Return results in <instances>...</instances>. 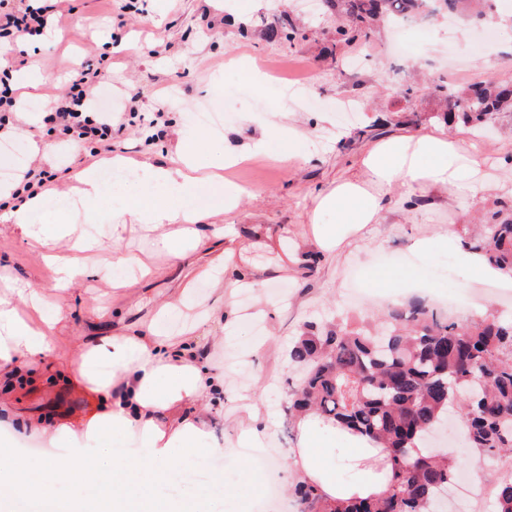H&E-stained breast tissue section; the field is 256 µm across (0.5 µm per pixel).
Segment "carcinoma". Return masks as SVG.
Wrapping results in <instances>:
<instances>
[{"label": "carcinoma", "mask_w": 512, "mask_h": 512, "mask_svg": "<svg viewBox=\"0 0 512 512\" xmlns=\"http://www.w3.org/2000/svg\"><path fill=\"white\" fill-rule=\"evenodd\" d=\"M469 0H347L370 19L398 22L437 10L454 12ZM453 101L449 125L478 134L512 112V85L487 80L459 90L428 87ZM464 249L512 277V207L490 213ZM301 369L290 410L313 412L365 435L384 448L388 489L376 497L329 501L311 484L293 492L302 512H438L440 494L459 463L426 448L428 430L458 407L466 447L493 459L512 450V317L465 323L425 300L387 309L376 328H312L291 350ZM496 512H512V478L497 484Z\"/></svg>", "instance_id": "carcinoma-1"}]
</instances>
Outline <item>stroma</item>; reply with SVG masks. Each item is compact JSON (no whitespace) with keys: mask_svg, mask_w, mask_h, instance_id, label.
<instances>
[{"mask_svg":"<svg viewBox=\"0 0 512 512\" xmlns=\"http://www.w3.org/2000/svg\"><path fill=\"white\" fill-rule=\"evenodd\" d=\"M118 12L113 0H66L72 14L61 27L25 42L0 40V81L13 83L16 73L38 70L55 94H63L76 62L104 61L112 109L125 113L123 130L113 133V153L137 161L170 163L178 139L193 140L201 129L192 124L195 107L224 100L231 119L218 132L225 147L238 152L240 161L224 177L248 194L230 213L206 218L199 230L202 250L184 259L158 253L154 236L133 228L125 249L137 253L159 270L154 278L113 293L104 276L80 278L65 294L66 319L53 338L57 357L30 365L29 378L15 394L19 410L37 422L26 431L27 457L36 461L53 451L52 435L76 427L80 419L98 410L99 399L71 379L69 358L80 337L112 336L124 326L149 321L159 304L177 299L186 281H193L192 299L211 302L217 289H229L237 276L258 278V296L249 305L233 299L222 324L200 323L198 335L216 336L208 346L210 366L226 379L224 415L210 420L211 446L224 444L231 430L249 426L239 394L262 392L260 424L269 426L264 452L249 451L250 460L265 457L278 462L279 493L275 500H255V512H297L288 495L291 475L281 462L297 446L295 427L288 424L289 383L294 378L289 350L308 326L346 327L375 319L377 307L357 304L351 295L354 276L386 297L388 303L407 302L409 285H428L432 294L453 298L455 315L462 321L512 312V294L487 291L484 281L464 275L455 267L453 252L437 247L420 253L416 242L450 233L461 237L465 225L480 210L512 203V167L498 165L503 153L512 154V116L496 123L492 138L476 137L464 127L451 128L441 114L447 104L428 91L407 95L418 75L434 78L449 48L459 54L453 83L464 87L489 78L512 81V30L498 22L494 46L482 41V30L472 22H448L436 17L422 22V35H410L395 44L390 29L372 25L370 38L358 48L348 47L336 33V11L317 0H125ZM294 30L293 41L271 36L282 22ZM367 64L350 71L342 68L351 52ZM269 71L265 88L250 78L251 68ZM344 98L360 108L358 122L340 125L334 110ZM39 98H31L25 120L32 133L22 142V162L41 166L40 146L51 145V165L60 174L54 186L66 190L68 164L55 134L43 122ZM292 125L303 134L302 159H284L276 145L264 152L252 150L262 133ZM374 125L376 133H435L459 138L464 146L482 149L488 158V188L480 194L445 193L431 196L427 206L412 210L405 194L387 192L388 206L379 223L362 234L343 240L336 251L322 250L312 235L309 214L316 195L356 171L368 141L358 140L360 127ZM224 231V271L220 280L196 277L204 264L216 229ZM0 268L23 285L49 289L52 271L11 230L0 231ZM268 336L261 350H253L255 333ZM512 470V458L464 469L475 498L468 512H496L489 491Z\"/></svg>","mask_w":512,"mask_h":512,"instance_id":"obj_1","label":"stroma"}]
</instances>
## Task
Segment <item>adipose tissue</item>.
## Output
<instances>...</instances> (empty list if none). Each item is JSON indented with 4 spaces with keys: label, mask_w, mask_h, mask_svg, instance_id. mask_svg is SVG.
Returning a JSON list of instances; mask_svg holds the SVG:
<instances>
[{
    "label": "adipose tissue",
    "mask_w": 512,
    "mask_h": 512,
    "mask_svg": "<svg viewBox=\"0 0 512 512\" xmlns=\"http://www.w3.org/2000/svg\"><path fill=\"white\" fill-rule=\"evenodd\" d=\"M209 176L197 173L189 147H182V166L148 161L126 164L113 158L116 167H129L137 194L118 188V209L105 211V188L98 165L79 169L71 190L78 214L88 223L110 225L113 245L98 261L99 271L126 268L141 277L154 276V268L136 254L123 250L130 225L156 232L159 251L182 258L201 244L202 220L193 201L203 186H212L219 199L218 211H233L243 188L227 181L224 167L236 161L217 140L207 141ZM482 151L461 148L456 139L417 134L381 139L358 160L356 176L337 181L314 199V214L333 213L334 223L314 224L319 246L334 251L344 238L378 223L387 200L383 187L400 184L409 196L421 198L442 188L448 191L483 189ZM50 192L40 191L15 208L0 211V225L19 232L31 250L56 267L55 290L63 291L81 278L87 268L80 256L61 258L51 252L55 240L73 231L66 214H49ZM189 288L176 301L162 303L150 324L130 328L121 336L98 343H79L72 357L75 377L98 394L102 411L80 421L78 428L61 431V448L43 456L31 467L11 441L0 443V512H15L24 500L47 512L55 503V484L79 481L93 487L95 498L86 512H212L213 499L229 503L234 512H251L253 488L260 479L245 460L237 466L248 483L240 488L224 481L225 451L206 447L208 415L224 408V375L206 366V350L199 337H184L171 344L161 335L165 319L178 315L188 302ZM65 319L61 303L48 301L36 290L6 285L0 292V376L16 378L32 359L54 356L52 338ZM327 422L312 414L298 418L297 446L289 467L298 480L315 485L330 499L370 497L387 488L383 475L370 461L378 450L359 435H347L350 468L360 479L341 483L336 479V455L318 442L317 432ZM111 434L123 435L124 448L103 447Z\"/></svg>",
    "instance_id": "ef3b65f1"
}]
</instances>
